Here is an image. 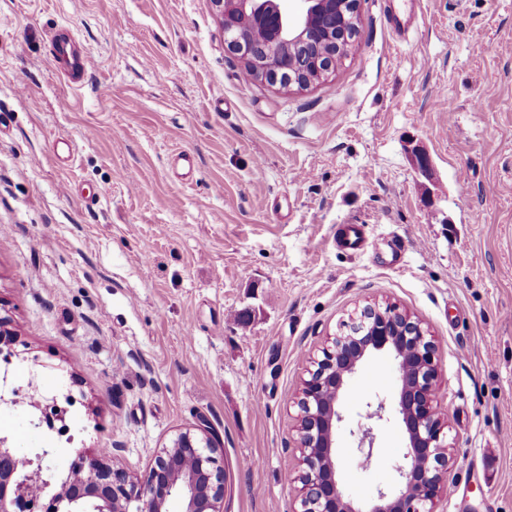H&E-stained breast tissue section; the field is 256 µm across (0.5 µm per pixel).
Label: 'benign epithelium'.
Instances as JSON below:
<instances>
[{
    "label": "benign epithelium",
    "instance_id": "1",
    "mask_svg": "<svg viewBox=\"0 0 512 512\" xmlns=\"http://www.w3.org/2000/svg\"><path fill=\"white\" fill-rule=\"evenodd\" d=\"M224 29L228 49L245 63L257 80L282 86H308L336 69V57L319 54L318 41L348 39L349 25L359 21L358 0H295L294 12L285 0H212ZM277 54L282 65L273 71L265 60ZM0 316V363L9 367L28 361L25 343L5 329ZM389 348L397 363L395 409L407 435L406 464L398 467L402 484L396 493L378 491L368 512H435L451 459L443 444L444 426L434 405L436 346L421 323L395 307H365L322 350L317 367L304 380L298 399L302 512H363L344 495L336 479L337 410L346 379L373 350ZM13 399L34 408L36 429L74 442L70 409L82 403L72 390L46 397L33 381L12 389ZM118 445L88 451L75 448L67 473L60 475L51 450L24 453L0 436V512H224V448L205 425L178 432L139 477L109 463ZM357 451L366 464L374 454L370 429H359ZM178 510H171L172 504Z\"/></svg>",
    "mask_w": 512,
    "mask_h": 512
}]
</instances>
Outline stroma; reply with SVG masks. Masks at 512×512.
I'll list each match as a JSON object with an SVG mask.
<instances>
[{"instance_id": "35a3bbf8", "label": "stroma", "mask_w": 512, "mask_h": 512, "mask_svg": "<svg viewBox=\"0 0 512 512\" xmlns=\"http://www.w3.org/2000/svg\"><path fill=\"white\" fill-rule=\"evenodd\" d=\"M392 10L414 15L404 38ZM358 11L335 73L284 88L229 53L211 0H0V315L41 361L0 390L85 394L71 445L0 406L17 448L53 445L63 472L72 446L116 443L137 476L204 423L224 512H301L290 443L311 360L391 304L437 348L453 460L436 512H512V0ZM64 27L91 59L77 87L49 42ZM348 224L355 252L336 246ZM395 392L383 350L341 398L339 481L365 508L399 486L402 424L365 419Z\"/></svg>"}]
</instances>
